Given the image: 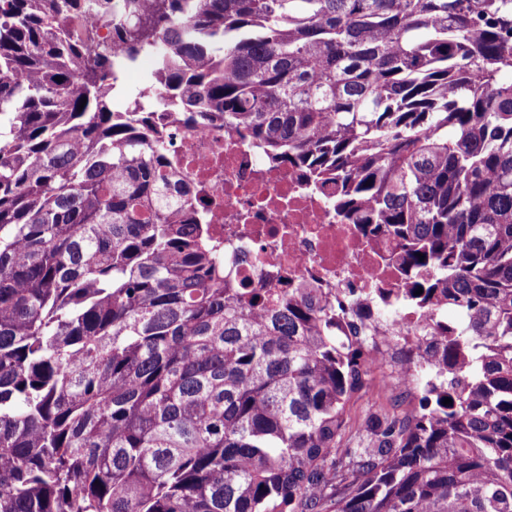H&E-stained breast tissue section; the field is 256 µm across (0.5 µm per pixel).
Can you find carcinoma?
Returning <instances> with one entry per match:
<instances>
[{
    "instance_id": "cac0c4a2",
    "label": "carcinoma",
    "mask_w": 512,
    "mask_h": 512,
    "mask_svg": "<svg viewBox=\"0 0 512 512\" xmlns=\"http://www.w3.org/2000/svg\"><path fill=\"white\" fill-rule=\"evenodd\" d=\"M145 56L396 242L452 374L416 415L339 447L371 356L227 286L151 113L112 110ZM506 72L512 0H0V512H512Z\"/></svg>"
}]
</instances>
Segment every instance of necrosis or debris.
<instances>
[{"label": "necrosis or debris", "instance_id": "1", "mask_svg": "<svg viewBox=\"0 0 512 512\" xmlns=\"http://www.w3.org/2000/svg\"><path fill=\"white\" fill-rule=\"evenodd\" d=\"M169 153L188 208L206 216L209 235L237 288H301L336 309L344 334H358L374 367L388 369L403 397L427 389L431 375L411 367L436 347L432 315L405 297L392 241L366 239L330 204L333 186L311 188L292 167H274L246 131L222 119L188 125L163 114Z\"/></svg>", "mask_w": 512, "mask_h": 512}]
</instances>
